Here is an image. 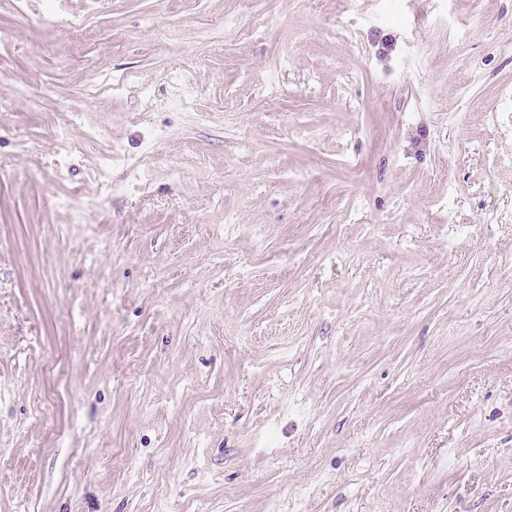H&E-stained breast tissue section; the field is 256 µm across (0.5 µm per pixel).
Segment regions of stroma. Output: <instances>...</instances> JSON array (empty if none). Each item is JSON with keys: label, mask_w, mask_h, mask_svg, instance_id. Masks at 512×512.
<instances>
[{"label": "stroma", "mask_w": 512, "mask_h": 512, "mask_svg": "<svg viewBox=\"0 0 512 512\" xmlns=\"http://www.w3.org/2000/svg\"><path fill=\"white\" fill-rule=\"evenodd\" d=\"M0 512H512V0H0Z\"/></svg>", "instance_id": "35a3bbf8"}]
</instances>
